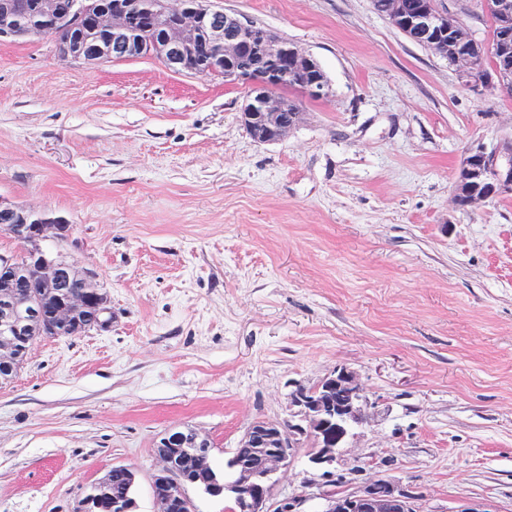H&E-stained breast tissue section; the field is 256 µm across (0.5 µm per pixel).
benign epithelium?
<instances>
[{"instance_id": "benign-epithelium-1", "label": "benign epithelium", "mask_w": 512, "mask_h": 512, "mask_svg": "<svg viewBox=\"0 0 512 512\" xmlns=\"http://www.w3.org/2000/svg\"><path fill=\"white\" fill-rule=\"evenodd\" d=\"M483 15L501 25L499 45L510 43L512 0H480ZM388 17L410 40L425 47H448V63L461 76L462 86L504 91L512 86V73L495 66L475 67L473 52L460 41L464 22L442 0H419L407 13L399 0H390ZM65 29L81 34L87 29L98 37L85 40L66 37L58 41L68 61L96 64L105 59L129 58L160 51L164 64L175 72L208 76L219 72L224 79L245 80L251 93L243 108L242 122L259 142H275L288 135L302 113L292 114L286 124L280 114L283 100L274 89L297 69L305 68L309 79L302 94L320 100L328 96V83L319 62L295 45L277 38L268 29L245 24L212 6L209 0H70L66 11L57 0H0V45L36 39H56ZM205 36L215 52L203 61L196 54L197 39ZM245 58L261 59L265 65L243 70ZM512 196V141L488 151L472 150L463 160L455 183V201L460 206ZM0 214L13 219L0 230L24 245V259L0 253V276L5 281L29 285L22 293L11 287L0 291V383L14 377L40 337L76 335L109 328L108 292L96 274L73 257H53L40 247L48 235L65 239L69 221L52 211L13 205L0 200ZM301 422L256 420L243 437L242 447L260 455V463L233 455L227 466L236 470L231 484L212 475L209 438L198 431L166 432L157 443L160 466L153 475L158 512H195L186 487L230 501L235 512H308L306 498H273L274 476L288 469L305 440H314L309 461L318 467L336 463L348 425L358 418L363 387L353 372H332L317 389L299 387L289 394ZM108 477L92 484L81 512H134L129 500L105 506ZM322 512H418L414 496L393 479L377 478L356 491L326 496Z\"/></svg>"}]
</instances>
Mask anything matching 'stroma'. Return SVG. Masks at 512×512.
<instances>
[{"label": "stroma", "instance_id": "obj_1", "mask_svg": "<svg viewBox=\"0 0 512 512\" xmlns=\"http://www.w3.org/2000/svg\"><path fill=\"white\" fill-rule=\"evenodd\" d=\"M330 85L283 140L250 87L153 56L85 65L0 47V199L67 217L112 326L41 338L0 386V512H80L112 466L156 512L155 446L189 426L224 468L250 422L338 368L364 388L331 471L303 443L274 492L399 480L420 512H512V199L457 206L512 96L464 89L371 0H215Z\"/></svg>", "mask_w": 512, "mask_h": 512}]
</instances>
